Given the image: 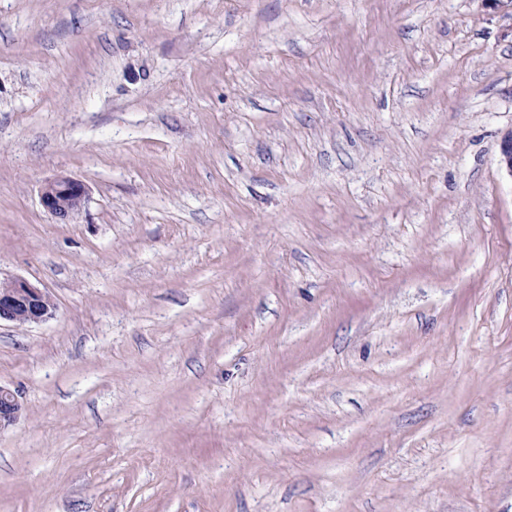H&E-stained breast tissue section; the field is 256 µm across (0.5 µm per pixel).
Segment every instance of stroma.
I'll use <instances>...</instances> for the list:
<instances>
[{
    "instance_id": "35a3bbf8",
    "label": "stroma",
    "mask_w": 512,
    "mask_h": 512,
    "mask_svg": "<svg viewBox=\"0 0 512 512\" xmlns=\"http://www.w3.org/2000/svg\"><path fill=\"white\" fill-rule=\"evenodd\" d=\"M510 129L512 0H0V512H512ZM88 197L86 185L68 176L47 182L40 190L44 210L59 221H67L78 213ZM55 304L49 293L25 279L0 283V321L37 324L53 316ZM22 405L14 392L0 386V429L14 423L20 416Z\"/></svg>"
}]
</instances>
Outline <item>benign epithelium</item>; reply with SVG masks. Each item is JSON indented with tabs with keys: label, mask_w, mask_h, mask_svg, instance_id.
Returning <instances> with one entry per match:
<instances>
[{
	"label": "benign epithelium",
	"mask_w": 512,
	"mask_h": 512,
	"mask_svg": "<svg viewBox=\"0 0 512 512\" xmlns=\"http://www.w3.org/2000/svg\"><path fill=\"white\" fill-rule=\"evenodd\" d=\"M499 164L512 176V129L499 144ZM88 197L86 185L68 176H59L47 182L40 190L44 210L59 221H66L78 213ZM55 304L49 293L25 279L0 283V321L17 324H37L53 316ZM22 405L14 392L0 386V429L14 423Z\"/></svg>",
	"instance_id": "obj_1"
}]
</instances>
